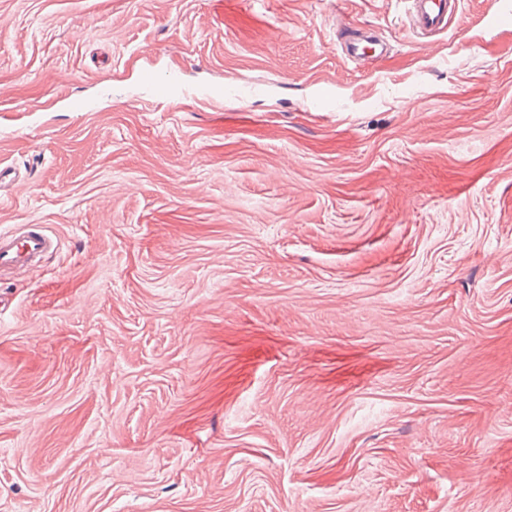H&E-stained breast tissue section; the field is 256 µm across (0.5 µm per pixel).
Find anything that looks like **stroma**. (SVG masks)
<instances>
[{"label": "stroma", "mask_w": 512, "mask_h": 512, "mask_svg": "<svg viewBox=\"0 0 512 512\" xmlns=\"http://www.w3.org/2000/svg\"><path fill=\"white\" fill-rule=\"evenodd\" d=\"M500 6L0 0V512H512ZM410 5L409 25L421 37L444 34L456 15L458 0H404ZM57 243L43 227L23 224L18 231L0 233V272L24 276L53 253Z\"/></svg>", "instance_id": "obj_1"}]
</instances>
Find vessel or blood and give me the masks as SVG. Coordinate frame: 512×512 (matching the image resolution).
Masks as SVG:
<instances>
[{"instance_id": "obj_1", "label": "vessel or blood", "mask_w": 512, "mask_h": 512, "mask_svg": "<svg viewBox=\"0 0 512 512\" xmlns=\"http://www.w3.org/2000/svg\"><path fill=\"white\" fill-rule=\"evenodd\" d=\"M410 6L409 25L421 37L446 33L459 0H405ZM57 243L43 227L24 224L18 231L0 233V272L24 276L53 253Z\"/></svg>"}]
</instances>
